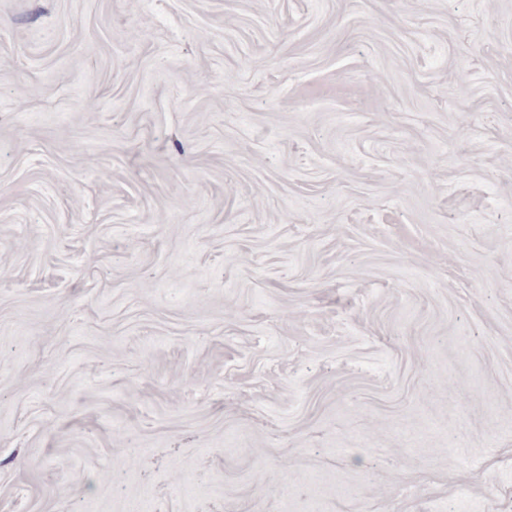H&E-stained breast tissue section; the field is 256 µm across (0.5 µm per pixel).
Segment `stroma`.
<instances>
[{
	"mask_svg": "<svg viewBox=\"0 0 512 512\" xmlns=\"http://www.w3.org/2000/svg\"><path fill=\"white\" fill-rule=\"evenodd\" d=\"M512 512V0H0V512Z\"/></svg>",
	"mask_w": 512,
	"mask_h": 512,
	"instance_id": "1",
	"label": "stroma"
}]
</instances>
